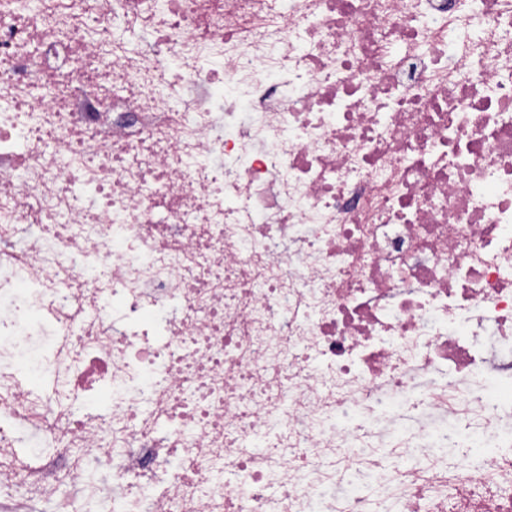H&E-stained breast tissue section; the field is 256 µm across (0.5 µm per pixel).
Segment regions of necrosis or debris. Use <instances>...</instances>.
I'll return each instance as SVG.
<instances>
[{"instance_id": "1", "label": "necrosis or debris", "mask_w": 512, "mask_h": 512, "mask_svg": "<svg viewBox=\"0 0 512 512\" xmlns=\"http://www.w3.org/2000/svg\"><path fill=\"white\" fill-rule=\"evenodd\" d=\"M66 482L512 512V0H0V512ZM17 435L21 441V453L31 465H34L50 449L35 440L29 428H19Z\"/></svg>"}]
</instances>
